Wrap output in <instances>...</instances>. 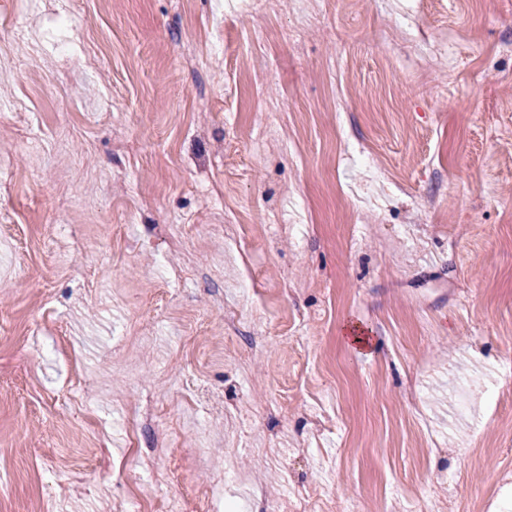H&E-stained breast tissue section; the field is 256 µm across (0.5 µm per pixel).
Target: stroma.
Masks as SVG:
<instances>
[{
	"instance_id": "obj_1",
	"label": "stroma",
	"mask_w": 512,
	"mask_h": 512,
	"mask_svg": "<svg viewBox=\"0 0 512 512\" xmlns=\"http://www.w3.org/2000/svg\"><path fill=\"white\" fill-rule=\"evenodd\" d=\"M403 6L0 0V512L143 497L148 397L173 501L512 494V0Z\"/></svg>"
}]
</instances>
